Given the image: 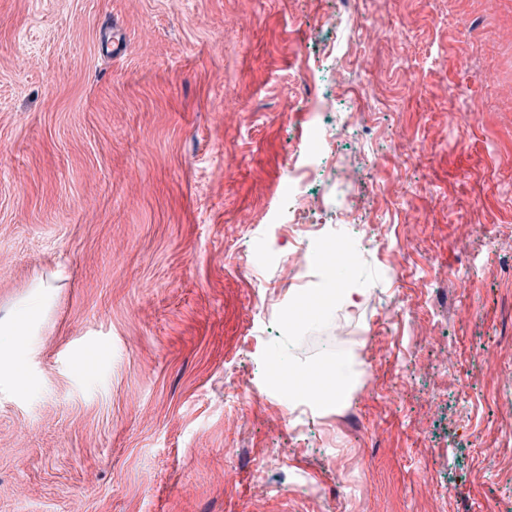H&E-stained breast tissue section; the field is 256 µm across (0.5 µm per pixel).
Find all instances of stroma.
Masks as SVG:
<instances>
[{
    "label": "stroma",
    "mask_w": 512,
    "mask_h": 512,
    "mask_svg": "<svg viewBox=\"0 0 512 512\" xmlns=\"http://www.w3.org/2000/svg\"><path fill=\"white\" fill-rule=\"evenodd\" d=\"M0 0V512H512V0ZM126 51L97 53L102 22ZM398 25L406 47L374 39ZM310 191L353 246L279 289ZM462 113L459 125L449 112ZM465 279L467 288L456 286ZM400 309L386 320L382 303ZM350 326L366 381L288 403ZM318 127L315 128L314 136L307 144L306 155L309 165L315 169L320 163L327 159L332 153V147L336 141V132L328 131L317 121ZM311 168L302 171L292 167L288 173L289 178V191H288V223L293 225V232L302 238L314 239L319 238L318 231L320 224H299L292 223L295 220V215L302 212L309 205H312L310 197L307 195L305 189L307 180L312 173ZM308 173V175H304Z\"/></svg>",
    "instance_id": "1"
}]
</instances>
